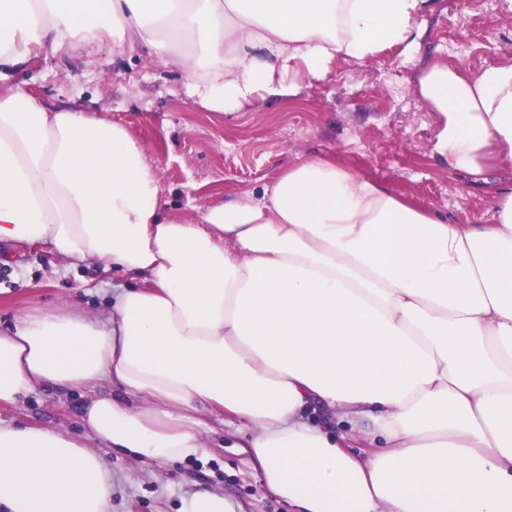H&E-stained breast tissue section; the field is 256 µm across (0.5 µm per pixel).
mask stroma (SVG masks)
Segmentation results:
<instances>
[{"label": "stroma", "mask_w": 512, "mask_h": 512, "mask_svg": "<svg viewBox=\"0 0 512 512\" xmlns=\"http://www.w3.org/2000/svg\"><path fill=\"white\" fill-rule=\"evenodd\" d=\"M512 59V0H435L412 60L394 47L371 60L338 59L293 97L270 98L222 114L187 96L176 65L146 53L88 55L81 46L44 52L6 85L63 101L130 128L160 167L170 208L200 219L213 200L257 192L297 157L331 153L421 206L461 224L489 223L492 200L435 151L437 120L415 93L420 71L445 64L471 74ZM118 272L60 263L42 246L0 250V335L34 310L69 302L108 308ZM50 426L86 438L80 400L42 389L0 405V422ZM112 512H188L201 488L223 493L232 512H290L262 483L241 448H214L200 460L157 465L105 448Z\"/></svg>", "instance_id": "1"}]
</instances>
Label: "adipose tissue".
I'll list each match as a JSON object with an SVG mask.
<instances>
[{
	"mask_svg": "<svg viewBox=\"0 0 512 512\" xmlns=\"http://www.w3.org/2000/svg\"><path fill=\"white\" fill-rule=\"evenodd\" d=\"M433 0H0V78L33 52L110 44L180 65L225 112L291 97L337 58L412 53ZM416 95L436 150L473 175L512 165V62L434 64ZM460 224L333 154L259 193L168 210L125 125L0 87V243L128 276L107 315L64 305L0 335V404L87 395L99 446L0 424L6 512H110L99 447L155 464L222 426L296 512H512V186ZM381 440L362 455L309 409Z\"/></svg>",
	"mask_w": 512,
	"mask_h": 512,
	"instance_id": "obj_1",
	"label": "adipose tissue"
}]
</instances>
